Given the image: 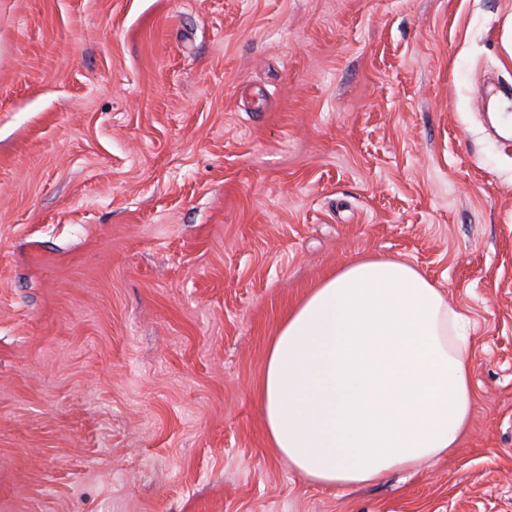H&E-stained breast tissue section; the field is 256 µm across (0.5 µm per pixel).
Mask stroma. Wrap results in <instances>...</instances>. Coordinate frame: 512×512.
Segmentation results:
<instances>
[{"instance_id": "35a3bbf8", "label": "stroma", "mask_w": 512, "mask_h": 512, "mask_svg": "<svg viewBox=\"0 0 512 512\" xmlns=\"http://www.w3.org/2000/svg\"><path fill=\"white\" fill-rule=\"evenodd\" d=\"M512 0H0V512H512ZM463 312L458 448H272L293 304L355 258Z\"/></svg>"}]
</instances>
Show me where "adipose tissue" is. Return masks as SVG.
I'll return each instance as SVG.
<instances>
[{
    "instance_id": "adipose-tissue-1",
    "label": "adipose tissue",
    "mask_w": 512,
    "mask_h": 512,
    "mask_svg": "<svg viewBox=\"0 0 512 512\" xmlns=\"http://www.w3.org/2000/svg\"><path fill=\"white\" fill-rule=\"evenodd\" d=\"M465 315L412 265L360 258L281 322L256 386L266 433L322 486H360L457 448L472 415Z\"/></svg>"
}]
</instances>
